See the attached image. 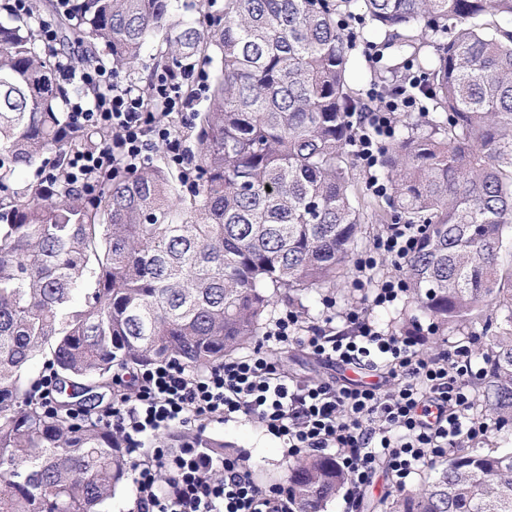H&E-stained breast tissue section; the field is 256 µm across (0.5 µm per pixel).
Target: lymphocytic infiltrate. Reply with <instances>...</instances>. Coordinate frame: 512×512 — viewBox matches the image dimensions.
<instances>
[{
  "label": "lymphocytic infiltrate",
  "instance_id": "obj_1",
  "mask_svg": "<svg viewBox=\"0 0 512 512\" xmlns=\"http://www.w3.org/2000/svg\"><path fill=\"white\" fill-rule=\"evenodd\" d=\"M56 71L61 81L76 79L98 91L94 99L70 101L71 119L115 134L112 144L70 154V167L83 176L84 188L97 187L100 175L117 167L148 164L158 147L174 164L189 162L186 138L145 111L136 89L111 69L97 66L78 73L61 59ZM187 79V72H167L152 85L154 95L185 126L194 108L193 97L183 91ZM366 120L370 134L353 145L355 157L369 170L377 164L379 138L393 130L395 110L391 103H378ZM415 242L414 226L393 225L356 266L362 272L374 269L381 256L402 265ZM346 320L350 332L329 335L318 329L304 336L298 315L287 311L273 320L265 339L302 345L331 364L383 365L389 390L355 380L302 384L259 348L202 373H190L177 362L136 371L132 391L113 399L102 415L134 462L133 512H283L281 489L257 485L247 472L246 455L217 457L192 440L170 448L165 435L173 428L251 420L278 438L289 457L333 451L355 490L369 485L383 467L397 489H407L420 463L489 432V423L471 413L477 373L469 350L430 356L421 349V336L379 329L357 308L348 310ZM218 469L224 478L212 481Z\"/></svg>",
  "mask_w": 512,
  "mask_h": 512
}]
</instances>
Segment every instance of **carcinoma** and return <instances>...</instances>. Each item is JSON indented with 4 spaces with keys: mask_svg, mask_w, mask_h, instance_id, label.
<instances>
[{
    "mask_svg": "<svg viewBox=\"0 0 512 512\" xmlns=\"http://www.w3.org/2000/svg\"><path fill=\"white\" fill-rule=\"evenodd\" d=\"M198 0L206 23L175 0H73L56 15L62 45L84 48L137 84L139 75L218 59L190 133L192 171L151 163L111 172L88 194L69 154L115 138L64 112L40 23L51 0L12 11L0 0V512H100L130 484L119 434L94 416L34 397L43 359L57 393H119L118 374L177 361L192 372L236 356L284 301L301 317L352 265L368 219L420 228L402 265L415 310L435 331L481 328L479 415L512 423V0ZM360 21L372 47L413 49L421 81L384 87L401 127L380 142L390 194L363 190L346 159L352 116L371 110L355 87ZM24 168L34 178L17 180ZM347 484L336 457L297 459L287 512H326ZM371 512H512V448L460 447L431 479Z\"/></svg>",
    "mask_w": 512,
    "mask_h": 512,
    "instance_id": "1",
    "label": "carcinoma"
}]
</instances>
